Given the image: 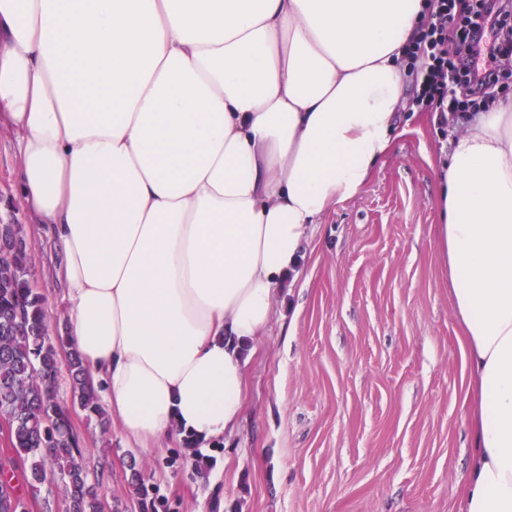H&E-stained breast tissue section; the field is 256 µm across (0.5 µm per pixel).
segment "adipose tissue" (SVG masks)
Wrapping results in <instances>:
<instances>
[{
    "label": "adipose tissue",
    "mask_w": 512,
    "mask_h": 512,
    "mask_svg": "<svg viewBox=\"0 0 512 512\" xmlns=\"http://www.w3.org/2000/svg\"><path fill=\"white\" fill-rule=\"evenodd\" d=\"M425 0H0V131L63 336L129 440L236 427L310 225L398 134ZM432 247L467 345L461 512H512V100L451 133Z\"/></svg>",
    "instance_id": "1"
}]
</instances>
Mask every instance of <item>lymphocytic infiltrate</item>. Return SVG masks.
<instances>
[{"label":"lymphocytic infiltrate","mask_w":512,"mask_h":512,"mask_svg":"<svg viewBox=\"0 0 512 512\" xmlns=\"http://www.w3.org/2000/svg\"><path fill=\"white\" fill-rule=\"evenodd\" d=\"M512 7L504 0H430L406 65L412 106L458 118L479 111L512 79Z\"/></svg>","instance_id":"lymphocytic-infiltrate-1"}]
</instances>
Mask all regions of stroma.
Segmentation results:
<instances>
[{
	"instance_id": "35a3bbf8",
	"label": "stroma",
	"mask_w": 512,
	"mask_h": 512,
	"mask_svg": "<svg viewBox=\"0 0 512 512\" xmlns=\"http://www.w3.org/2000/svg\"><path fill=\"white\" fill-rule=\"evenodd\" d=\"M419 110L354 198L304 245L246 369L244 410L197 468L185 442L142 448L115 420L73 409L104 512H459L471 464L470 378L431 246L440 151ZM19 159L0 137V207L25 226L49 334L68 316L49 244L22 207Z\"/></svg>"
}]
</instances>
